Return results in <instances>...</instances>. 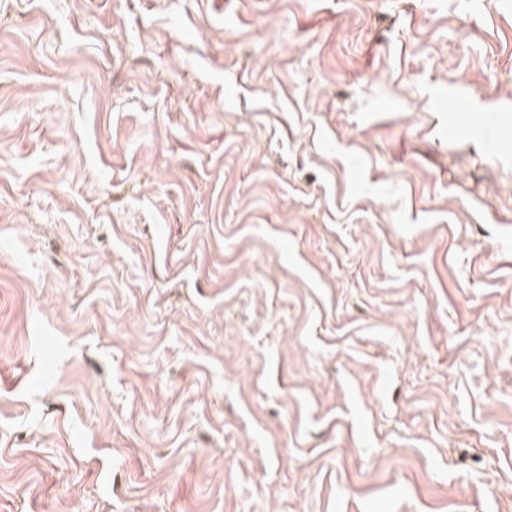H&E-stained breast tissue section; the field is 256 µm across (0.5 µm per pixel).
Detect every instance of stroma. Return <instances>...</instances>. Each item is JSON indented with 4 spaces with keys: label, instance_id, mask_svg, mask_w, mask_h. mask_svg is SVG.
<instances>
[{
    "label": "stroma",
    "instance_id": "35a3bbf8",
    "mask_svg": "<svg viewBox=\"0 0 512 512\" xmlns=\"http://www.w3.org/2000/svg\"><path fill=\"white\" fill-rule=\"evenodd\" d=\"M0 512H512V0H0Z\"/></svg>",
    "mask_w": 512,
    "mask_h": 512
}]
</instances>
